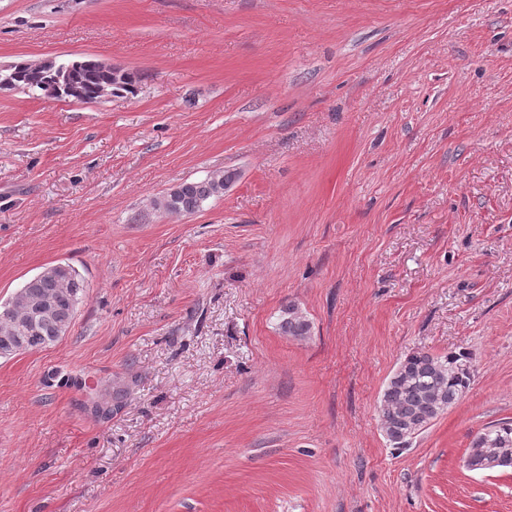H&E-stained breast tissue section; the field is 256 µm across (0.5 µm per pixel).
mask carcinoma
I'll return each instance as SVG.
<instances>
[{"label": "carcinoma", "instance_id": "1", "mask_svg": "<svg viewBox=\"0 0 512 512\" xmlns=\"http://www.w3.org/2000/svg\"><path fill=\"white\" fill-rule=\"evenodd\" d=\"M137 80L132 72L92 58L49 59L37 64L19 60L0 67L1 90L83 103L98 101L105 88L130 93ZM235 179V172L224 170L201 181H185L162 195L155 206L167 213H195L209 199L223 195ZM84 288V279L72 266L62 264L56 269L48 266L26 281L20 298L8 303L10 321L0 320V329L7 328L11 321H23L34 305L50 296L55 301V313L37 333L39 339L33 342L37 346L58 335L60 326L72 324ZM310 329L309 320L295 305L288 304L280 310L279 330L283 335L303 338L309 335ZM469 362L470 354L465 351L444 356L418 351L399 363L381 399V427L393 445L398 448L408 445L456 403L470 385L471 375L466 371ZM134 383L133 379L112 382L113 407L120 406ZM475 448H494L512 454V423L504 421L484 428L472 440L468 452Z\"/></svg>", "mask_w": 512, "mask_h": 512}]
</instances>
